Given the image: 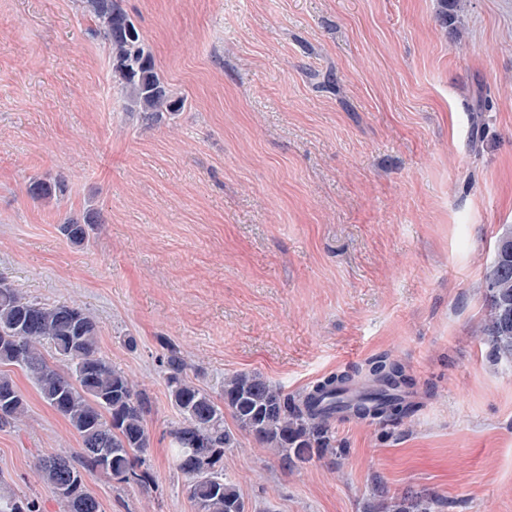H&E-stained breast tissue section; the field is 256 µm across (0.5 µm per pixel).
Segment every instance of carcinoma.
Wrapping results in <instances>:
<instances>
[{
  "mask_svg": "<svg viewBox=\"0 0 512 512\" xmlns=\"http://www.w3.org/2000/svg\"><path fill=\"white\" fill-rule=\"evenodd\" d=\"M95 22L112 68V81L126 99V110L159 122L183 109L160 78L154 58L121 0H81ZM458 0H439L442 25L458 20ZM32 198L50 202L65 192L62 180L36 179ZM61 230L74 245L86 239L83 225L66 222ZM488 314L480 328L491 353L512 362V225L499 232L494 260L484 284ZM53 351L55 364L44 355ZM169 400L181 421L170 430L172 459L190 479L188 496L195 512H246L236 486L224 477V449L235 444L224 414L238 430L270 451L284 470H298L315 458L343 453L336 447L332 423L339 411L361 420L400 421L417 407L413 383L404 365L386 356L370 359L353 373H333L296 398L258 373L224 376L219 392L194 383L180 350L169 345L161 359ZM24 369L35 379L42 401L64 417L81 442L77 457L42 455L37 470L65 503L66 512H101L86 488L84 473L102 471L113 479L147 486L149 475L136 472L150 446L146 416L149 395L128 374L102 356L99 327L83 308L32 301L0 281V367ZM27 412L24 395L0 370V426ZM428 494L384 496L366 512H439ZM0 512H38L28 498L0 487Z\"/></svg>",
  "mask_w": 512,
  "mask_h": 512,
  "instance_id": "carcinoma-1",
  "label": "carcinoma"
}]
</instances>
